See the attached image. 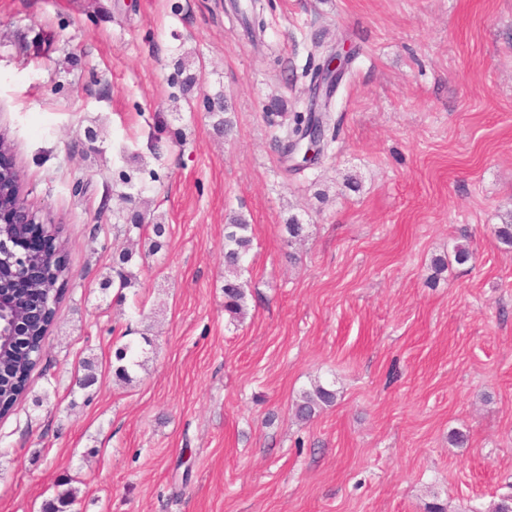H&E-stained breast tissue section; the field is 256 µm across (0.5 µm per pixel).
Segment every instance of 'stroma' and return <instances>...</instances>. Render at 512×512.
Wrapping results in <instances>:
<instances>
[{
    "label": "stroma",
    "mask_w": 512,
    "mask_h": 512,
    "mask_svg": "<svg viewBox=\"0 0 512 512\" xmlns=\"http://www.w3.org/2000/svg\"><path fill=\"white\" fill-rule=\"evenodd\" d=\"M230 2L0 0V131L70 270L0 418V512H46L67 486L74 512H487L512 498V246L495 233L512 220V0H261L259 46ZM343 44L336 140L292 171L274 137ZM183 57L203 66L188 92ZM219 95L228 134L205 106ZM144 210L164 235L127 241ZM238 214L253 242L234 321ZM128 248L135 285L105 286ZM317 382L335 403L297 419ZM224 232V311L232 317L244 315L246 293L240 280L252 245L250 224L241 215L225 225Z\"/></svg>",
    "instance_id": "stroma-1"
}]
</instances>
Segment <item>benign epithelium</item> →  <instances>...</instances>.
Segmentation results:
<instances>
[{
  "label": "benign epithelium",
  "instance_id": "1",
  "mask_svg": "<svg viewBox=\"0 0 512 512\" xmlns=\"http://www.w3.org/2000/svg\"><path fill=\"white\" fill-rule=\"evenodd\" d=\"M12 146L0 140V352L8 348L28 349L30 336L47 331L57 307L53 284L47 282L57 271H68L64 246L57 228L25 200L20 171L11 161Z\"/></svg>",
  "mask_w": 512,
  "mask_h": 512
}]
</instances>
